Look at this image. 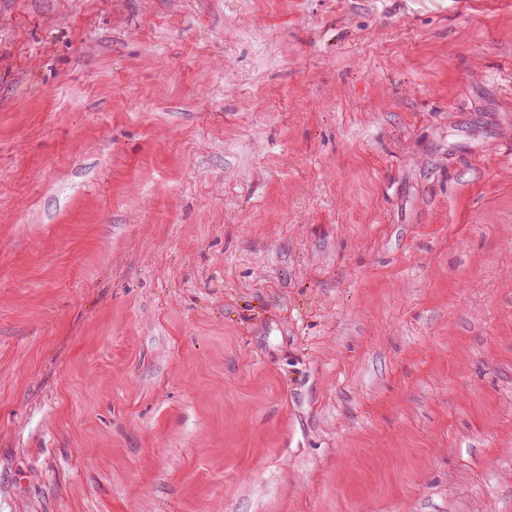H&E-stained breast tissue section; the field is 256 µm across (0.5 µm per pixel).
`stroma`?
I'll return each mask as SVG.
<instances>
[{
  "instance_id": "obj_1",
  "label": "stroma",
  "mask_w": 512,
  "mask_h": 512,
  "mask_svg": "<svg viewBox=\"0 0 512 512\" xmlns=\"http://www.w3.org/2000/svg\"><path fill=\"white\" fill-rule=\"evenodd\" d=\"M0 512H512V0H0Z\"/></svg>"
}]
</instances>
